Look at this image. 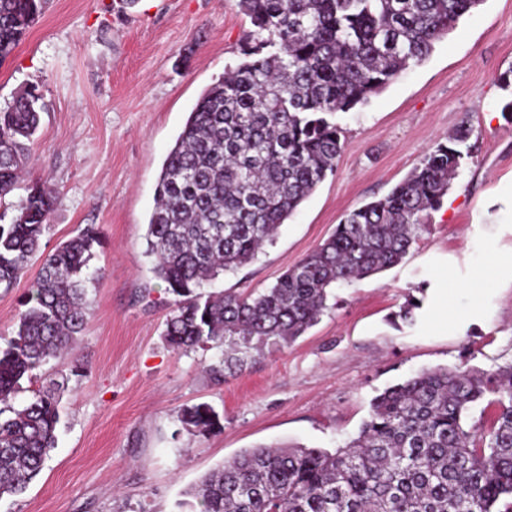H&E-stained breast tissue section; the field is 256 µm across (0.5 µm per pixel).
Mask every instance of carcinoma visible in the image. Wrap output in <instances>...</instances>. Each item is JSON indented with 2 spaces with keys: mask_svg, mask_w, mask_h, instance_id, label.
Instances as JSON below:
<instances>
[{
  "mask_svg": "<svg viewBox=\"0 0 512 512\" xmlns=\"http://www.w3.org/2000/svg\"><path fill=\"white\" fill-rule=\"evenodd\" d=\"M251 29L240 62L199 98L158 176L145 235L153 272L173 304L164 340L174 351L224 347L207 371L243 369L267 345L294 341L327 308L328 289L400 264L469 156L473 129L437 143L385 196L351 212L332 236L269 288L205 293L251 264L334 170L343 143L332 117L362 106L483 0H238ZM46 0H0V60ZM38 87L0 110V199L15 190L40 125ZM0 224V286L40 249L55 189L40 181ZM99 233L86 227L43 261L14 335L0 349V498L16 495L57 445L54 382L19 407L20 381L72 348L86 319ZM486 430L466 425L483 399ZM183 429L220 426L207 404L186 406ZM186 512H512V362L493 372L439 367L387 388L355 437L330 451L258 446L203 476Z\"/></svg>",
  "mask_w": 512,
  "mask_h": 512,
  "instance_id": "obj_1",
  "label": "carcinoma"
}]
</instances>
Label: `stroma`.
<instances>
[{"label":"stroma","instance_id":"obj_1","mask_svg":"<svg viewBox=\"0 0 512 512\" xmlns=\"http://www.w3.org/2000/svg\"><path fill=\"white\" fill-rule=\"evenodd\" d=\"M250 28L238 0H47L0 63V108L35 85L44 109L28 176L56 200L38 257L0 288V342L10 337L45 255L94 225L101 271L76 346L24 382L17 402L50 380L58 441L43 470L0 512H181L184 492L245 449H334L357 433L386 388L437 367L485 371L512 361V0H483L369 102L334 120L343 150L332 174L273 244L218 288L260 291L314 250L355 208L386 195L445 135L472 127V151L428 229L397 266L333 287L316 325L221 380L217 349L168 348L172 297L145 253L163 161L202 93L240 60ZM454 287L455 314L435 311ZM420 301L418 322L399 312ZM206 403L222 427L183 430L177 414Z\"/></svg>","mask_w":512,"mask_h":512}]
</instances>
